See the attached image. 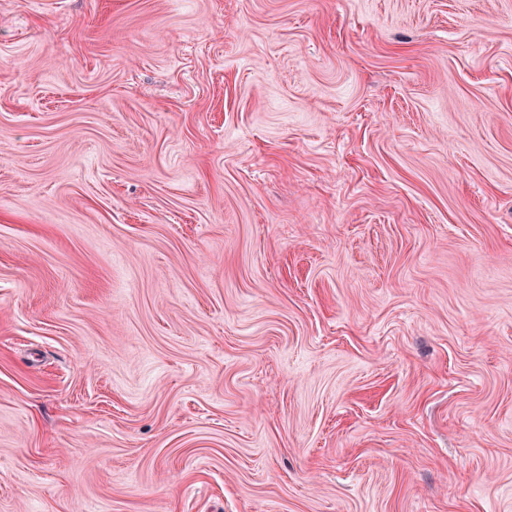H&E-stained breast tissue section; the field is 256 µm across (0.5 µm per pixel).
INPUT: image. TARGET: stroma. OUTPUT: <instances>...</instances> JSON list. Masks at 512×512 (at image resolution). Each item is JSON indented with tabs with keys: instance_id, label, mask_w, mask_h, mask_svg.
Masks as SVG:
<instances>
[{
	"instance_id": "35a3bbf8",
	"label": "stroma",
	"mask_w": 512,
	"mask_h": 512,
	"mask_svg": "<svg viewBox=\"0 0 512 512\" xmlns=\"http://www.w3.org/2000/svg\"><path fill=\"white\" fill-rule=\"evenodd\" d=\"M0 512H512V0H0Z\"/></svg>"
}]
</instances>
